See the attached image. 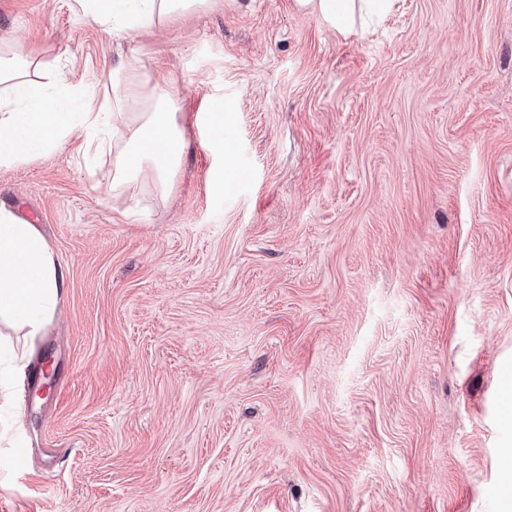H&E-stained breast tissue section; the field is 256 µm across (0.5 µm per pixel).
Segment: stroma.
<instances>
[{"label": "stroma", "mask_w": 512, "mask_h": 512, "mask_svg": "<svg viewBox=\"0 0 512 512\" xmlns=\"http://www.w3.org/2000/svg\"><path fill=\"white\" fill-rule=\"evenodd\" d=\"M0 52L171 90L167 192L57 149L0 167L66 286L0 393V512H504L512 497V0H396L341 36L206 0L131 40L0 0ZM232 129L206 147L208 113Z\"/></svg>", "instance_id": "35a3bbf8"}]
</instances>
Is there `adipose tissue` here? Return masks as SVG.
Masks as SVG:
<instances>
[{
	"mask_svg": "<svg viewBox=\"0 0 512 512\" xmlns=\"http://www.w3.org/2000/svg\"><path fill=\"white\" fill-rule=\"evenodd\" d=\"M98 19L118 21L127 36L189 11L204 0H78ZM390 0H294L295 7L319 16L339 34L354 32L357 17L385 13ZM31 59L0 56V167L57 148L74 123L87 130L89 156L113 158L112 187L120 190L140 177L166 189L178 171L186 140L174 112V97L155 88L147 101L135 94L99 98L81 89L86 100H100L97 111L73 115L72 95L61 76L49 82L32 78ZM61 264L34 225L0 212V319L37 335L54 311L64 288Z\"/></svg>",
	"mask_w": 512,
	"mask_h": 512,
	"instance_id": "obj_1",
	"label": "adipose tissue"
}]
</instances>
